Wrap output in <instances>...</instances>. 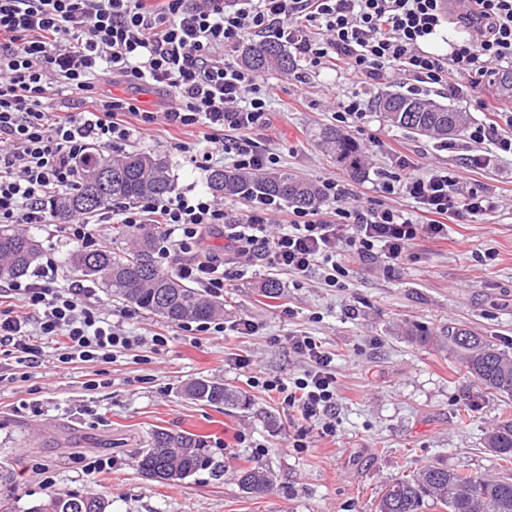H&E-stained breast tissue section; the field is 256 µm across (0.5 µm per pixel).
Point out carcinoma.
Returning a JSON list of instances; mask_svg holds the SVG:
<instances>
[{
	"label": "carcinoma",
	"instance_id": "carcinoma-1",
	"mask_svg": "<svg viewBox=\"0 0 512 512\" xmlns=\"http://www.w3.org/2000/svg\"><path fill=\"white\" fill-rule=\"evenodd\" d=\"M243 62L262 72L277 69L287 73L293 60L287 47L276 40H265L245 49ZM378 108L391 125L416 134L448 140L461 135L467 115L429 99L389 92L379 97ZM320 145L336 155L353 177L362 179L366 170L359 147L341 130L325 127ZM111 178L101 184L98 174ZM206 187L216 196L266 198L300 209H310L320 201V188L286 171L247 172L236 168H212ZM176 190L168 160L155 152L103 154L90 150L82 163L81 181L55 198L56 219H91L123 202L163 200ZM112 233L131 240L129 248L80 246L66 258L69 272L77 278L99 284L111 295L138 309L180 323L210 320L224 311V304L195 288L175 271L158 261L163 232L128 224L112 225ZM41 256L40 241L13 224L0 225V280L21 278L35 268ZM440 341L483 389L512 400V352L469 329L448 327ZM185 393L191 399L210 405L239 408L245 400L220 383L204 378L190 381ZM484 447L509 464L495 477L455 471L429 465L399 478L385 487L377 512H423L426 502L442 512H512V416L500 419L486 432ZM137 467L150 480H182L207 467H216L205 455L195 435L159 429L151 433L148 447L138 455ZM239 486L247 493H266L272 478L265 468L252 466L238 471ZM110 503L93 493L49 494L21 508L7 499L0 500V512H109Z\"/></svg>",
	"mask_w": 512,
	"mask_h": 512
}]
</instances>
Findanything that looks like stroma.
Masks as SVG:
<instances>
[{"label": "stroma", "instance_id": "obj_1", "mask_svg": "<svg viewBox=\"0 0 512 512\" xmlns=\"http://www.w3.org/2000/svg\"><path fill=\"white\" fill-rule=\"evenodd\" d=\"M275 137L257 129L260 150L274 152L278 167L319 183L333 178L362 202L380 200L391 152L414 163L420 174L437 168L455 174L463 191L490 189L496 207L468 224H449L448 238L418 239L414 257L392 266L377 256L344 254L346 287H324L318 274L291 276L252 266L225 281V335H177L175 324L118 303L106 290L97 301L136 345L109 363L60 366L56 344H46L41 363L14 375L0 356V467L14 472V484H0V496L19 504L50 493H96L111 512H376L395 478L428 465L487 476L502 462L482 445L485 433L508 414L512 401L481 389L434 336L457 324L495 343L512 344V157L497 156L490 143L465 137L450 145L390 127L376 101L388 92H408L411 80L393 71L375 84L349 72L314 68L295 61L290 73H263ZM359 94L365 118L345 131L369 155V174L353 180L316 143L321 128L336 123V103ZM423 98L460 109L469 124L485 122L488 107L512 111L494 77L481 78L476 94H455L436 85ZM194 126H155L137 150L169 157L178 191L203 188L204 174L187 166L173 140L193 143ZM380 148H372V141ZM42 257L58 265L59 282L73 280L63 263L73 244L63 221L32 224ZM279 280L281 294L264 297L260 283ZM242 319L259 330L239 336ZM157 333L168 336L153 345ZM310 336L335 354L337 399L330 420L336 433L324 436L316 422L300 423L250 377L288 380L300 376L304 360L289 337ZM248 357L238 368L236 355ZM206 378L241 390L246 409H221L189 399L184 385ZM306 428L308 445L292 448L289 435ZM189 431L201 437L218 470L205 469L180 481H152L139 473L137 456L154 429ZM245 442H237L236 433ZM105 466L89 472L88 462ZM261 465L272 474L262 495L244 492L236 474Z\"/></svg>", "mask_w": 512, "mask_h": 512}]
</instances>
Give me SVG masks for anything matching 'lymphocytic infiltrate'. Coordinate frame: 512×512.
I'll return each instance as SVG.
<instances>
[{
    "label": "lymphocytic infiltrate",
    "instance_id": "lymphocytic-infiltrate-1",
    "mask_svg": "<svg viewBox=\"0 0 512 512\" xmlns=\"http://www.w3.org/2000/svg\"><path fill=\"white\" fill-rule=\"evenodd\" d=\"M446 0H0V224H50L53 195L77 183L90 145L106 153L145 138L154 125L204 128L203 145L177 143L184 162L211 167L218 154L235 168L264 171L275 153L258 149L252 132L270 128L268 94L259 73L230 57L252 33H274L312 66L342 61L368 81L400 70L411 92L447 85L449 78L484 76L512 62V0H464L456 16L463 30L451 52L432 53L421 43L436 34ZM117 78L129 93L99 92ZM161 90L158 111L141 108L143 87ZM70 96L59 104L58 96ZM385 193L414 200L419 215L363 204L333 179L321 186L319 207L296 210L279 227L276 202L251 201L229 218L209 193L180 192L157 201L125 203L102 213V224H162L163 257L178 254V272L212 295H222L229 265L263 261L298 277L320 271L325 287L341 288L349 270L339 248L363 258L407 260L419 238L444 239L461 224L494 209L491 190L461 193L456 176L437 169L423 176L403 156ZM224 238V256L199 258L205 236ZM53 263L26 281L0 284L22 310H0V355L29 367L46 341L64 337L61 364L111 362L131 347L132 336L112 324L93 302L94 287L57 283ZM292 349L307 368L291 382L262 381L269 395L305 421H321L336 408V367L331 353L309 336H293Z\"/></svg>",
    "mask_w": 512,
    "mask_h": 512
}]
</instances>
